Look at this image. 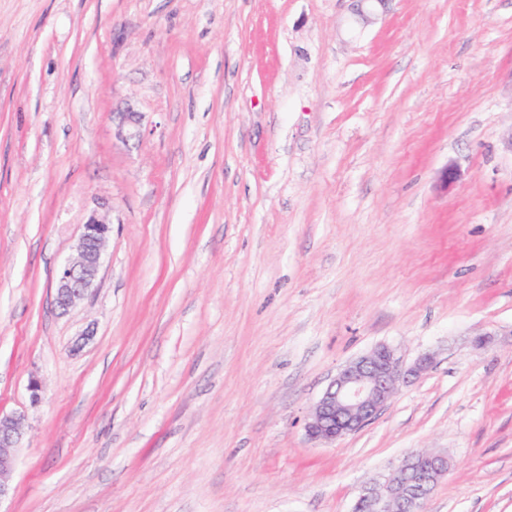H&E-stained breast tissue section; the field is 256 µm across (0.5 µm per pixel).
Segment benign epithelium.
Segmentation results:
<instances>
[{"instance_id": "7a95c632", "label": "benign epithelium", "mask_w": 512, "mask_h": 512, "mask_svg": "<svg viewBox=\"0 0 512 512\" xmlns=\"http://www.w3.org/2000/svg\"><path fill=\"white\" fill-rule=\"evenodd\" d=\"M356 2L357 15L369 22L388 0ZM110 233L111 224L95 213L83 224L74 256L56 273L54 305L60 313H67L91 292ZM431 362L432 358L425 354L405 370L395 350L386 345L349 362L308 415L304 424L308 437L331 444L359 431L389 405L400 381L419 376ZM24 420L23 414L0 412V500L10 493L7 476L14 467V452L23 436ZM421 459L430 463L424 474H414L416 456L404 457L383 480L361 490L354 512H424L426 500L448 474L450 463L447 456L433 452L423 453Z\"/></svg>"}]
</instances>
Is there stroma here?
<instances>
[{"instance_id": "stroma-1", "label": "stroma", "mask_w": 512, "mask_h": 512, "mask_svg": "<svg viewBox=\"0 0 512 512\" xmlns=\"http://www.w3.org/2000/svg\"><path fill=\"white\" fill-rule=\"evenodd\" d=\"M352 6L0 0V512H353L418 450L451 462L425 512H512V0ZM380 345L432 364L311 442ZM110 233L111 224L96 213L83 224L74 245V256L58 269L55 277L54 305L61 314L67 313L91 292ZM24 420V414L0 411V501L10 493L7 476L14 467V452L23 436Z\"/></svg>"}]
</instances>
